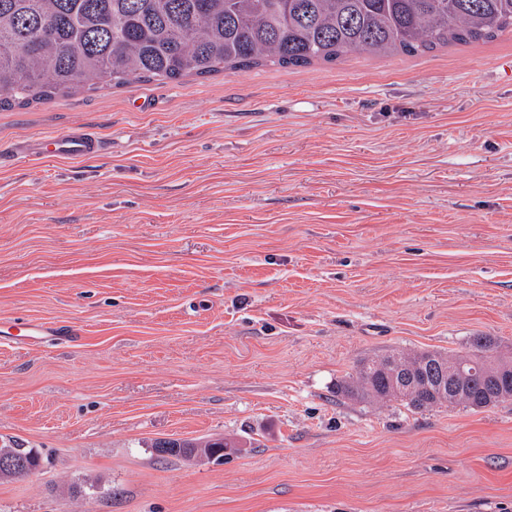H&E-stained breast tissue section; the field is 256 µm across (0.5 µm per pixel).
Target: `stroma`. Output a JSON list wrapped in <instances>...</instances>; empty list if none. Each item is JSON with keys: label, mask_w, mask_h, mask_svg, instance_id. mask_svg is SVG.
<instances>
[{"label": "stroma", "mask_w": 512, "mask_h": 512, "mask_svg": "<svg viewBox=\"0 0 512 512\" xmlns=\"http://www.w3.org/2000/svg\"><path fill=\"white\" fill-rule=\"evenodd\" d=\"M74 128L103 151L0 164V444L44 461L0 512H512V401L336 394L512 353V33L1 110L0 153ZM498 347V341L493 336H473L470 341L471 350L467 354H447L439 351H430V360L425 365L423 364L427 359H424L418 353L411 352L404 355L401 362L416 367L421 366L413 372L409 368L402 369L404 376L414 375L419 378V381L425 378L431 386L445 385L448 387V390L451 388L448 373L453 376L458 386L455 394L448 396L447 401L436 398L426 389L416 390L415 395L410 400L387 397L392 376V369L389 368V365L397 363L395 355L389 354L378 356L377 359L367 361L361 366L360 363L353 374H350L346 379L336 385V393L352 400L367 403L368 401L365 402L363 399H359L351 390V385L355 378H365L369 381L374 394L379 398V405L392 401H401L414 411H430L434 408L448 406L450 401L463 394L469 376L468 369L471 364L468 360H470L473 363V366L470 368V370H473V373L467 383L464 396L459 399L454 406H462L469 409L494 407L507 400L499 397L497 392L498 384L488 378L486 373L490 377L497 378L499 383L502 379H509L512 374L511 356L488 364L485 373L484 364L497 354ZM444 354L448 356H464L468 360L445 359L443 364L445 369L448 368L447 372L442 369L439 362V360L444 358ZM197 442H189V441H178V440H170L168 442L169 446L166 448V454L167 456L171 457H185V451L188 448H194V450L189 453L186 457L188 460H196V461H205V460H211L215 458H219L220 454L224 452L221 448H228V443L224 442L223 440H208L207 445L205 448L198 447L196 448ZM218 443H221L220 448H214L213 445H217Z\"/></svg>", "instance_id": "1"}]
</instances>
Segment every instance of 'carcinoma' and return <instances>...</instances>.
I'll return each instance as SVG.
<instances>
[{"label": "carcinoma", "instance_id": "1", "mask_svg": "<svg viewBox=\"0 0 512 512\" xmlns=\"http://www.w3.org/2000/svg\"><path fill=\"white\" fill-rule=\"evenodd\" d=\"M506 32L512 0H0V109L136 81L335 63L353 52L417 55ZM498 347L493 336L471 338L473 373L457 406L503 402L484 370ZM443 358L433 351L402 374L449 388ZM395 363L389 354L363 363L336 393L357 399L352 382L365 378L380 404L390 402ZM404 404L425 412L448 402L418 389ZM13 452L27 470H40L34 450Z\"/></svg>", "mask_w": 512, "mask_h": 512}]
</instances>
